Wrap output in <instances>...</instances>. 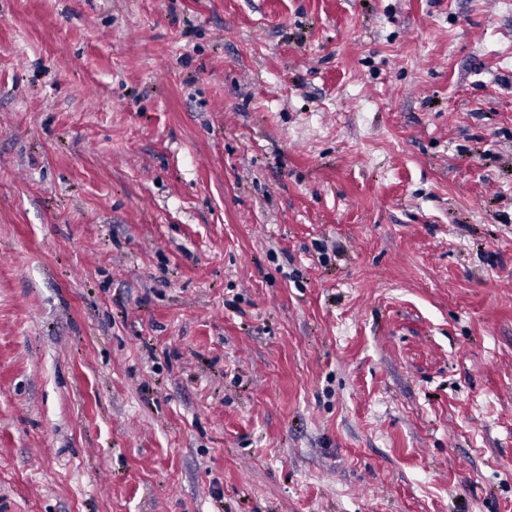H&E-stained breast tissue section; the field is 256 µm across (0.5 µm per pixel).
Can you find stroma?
Returning a JSON list of instances; mask_svg holds the SVG:
<instances>
[{
	"label": "stroma",
	"instance_id": "35a3bbf8",
	"mask_svg": "<svg viewBox=\"0 0 512 512\" xmlns=\"http://www.w3.org/2000/svg\"><path fill=\"white\" fill-rule=\"evenodd\" d=\"M0 512H512V0H0Z\"/></svg>",
	"mask_w": 512,
	"mask_h": 512
}]
</instances>
